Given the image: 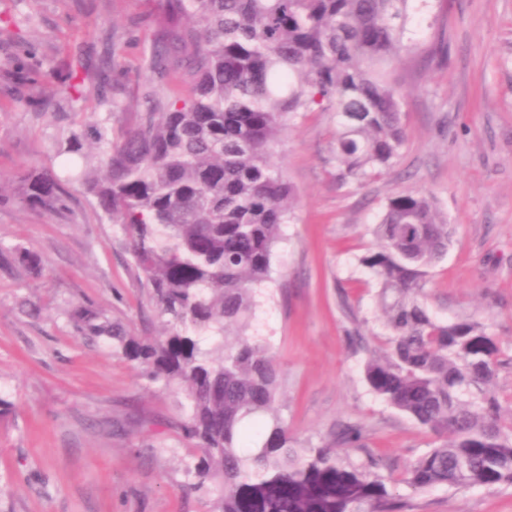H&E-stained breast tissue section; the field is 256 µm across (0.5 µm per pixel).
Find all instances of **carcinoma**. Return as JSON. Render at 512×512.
I'll list each match as a JSON object with an SVG mask.
<instances>
[{"label": "carcinoma", "instance_id": "1", "mask_svg": "<svg viewBox=\"0 0 512 512\" xmlns=\"http://www.w3.org/2000/svg\"><path fill=\"white\" fill-rule=\"evenodd\" d=\"M408 2L158 0L147 62L161 84L121 139L94 129L103 174H81L82 186L121 225L164 331L132 336L85 306L71 319L182 392L179 429L197 449L187 489L212 493V512L408 508L375 474L376 460L355 467L336 457L338 445H361L360 429L321 448L293 446L276 408L279 361L249 334L256 289L271 278L295 204L273 162L279 135L298 114L333 112L338 180L392 165L406 132L401 90L383 65L410 50ZM66 199L52 171L21 174L24 207L62 213ZM452 233L432 196L388 198L373 230L378 248L361 263L378 279L390 337L366 362L365 379L438 440L407 470L408 486H512V402L494 390L504 350L486 324L439 321L424 303L429 270L448 254ZM12 261L40 264L25 250L0 252V263ZM246 420L259 435L247 448Z\"/></svg>", "mask_w": 512, "mask_h": 512}]
</instances>
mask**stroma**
Segmentation results:
<instances>
[{"instance_id":"obj_1","label":"stroma","mask_w":512,"mask_h":512,"mask_svg":"<svg viewBox=\"0 0 512 512\" xmlns=\"http://www.w3.org/2000/svg\"><path fill=\"white\" fill-rule=\"evenodd\" d=\"M156 0H0V183L29 167L62 173L72 135L89 126L119 139L112 110L145 108L156 83L144 56ZM116 34L106 96L66 99V61L100 63ZM409 54L385 66L402 91L406 142L373 179L339 183L330 161L336 119L298 115L274 160L293 186L295 209L259 296L255 335L283 373L281 415L297 447L318 448L348 424L362 447L343 463L380 456L377 474L408 512H512V486L416 492L402 477L434 439L372 392L364 366L387 338L377 281L360 263L388 199L432 195L454 227L447 256L428 275L438 319L487 323L506 349L495 388L512 395V0H410ZM62 214L0 205V248L39 255L40 271L0 269V512H210L186 493L192 453L179 395L144 369L91 342L69 319L90 305L130 334L154 337L161 321L131 265L119 225L80 183L67 184Z\"/></svg>"}]
</instances>
